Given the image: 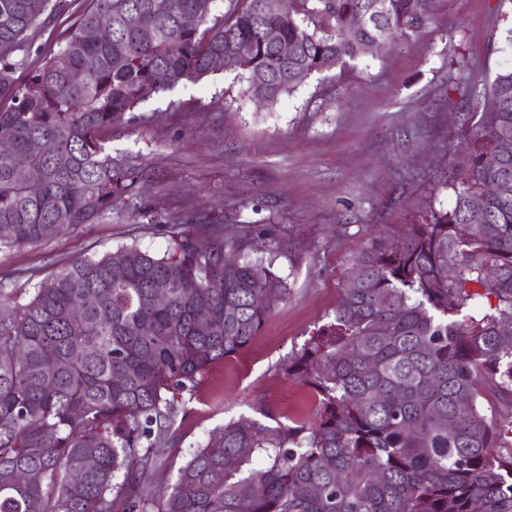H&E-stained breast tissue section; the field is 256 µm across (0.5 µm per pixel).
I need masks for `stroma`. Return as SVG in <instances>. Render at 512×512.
Returning a JSON list of instances; mask_svg holds the SVG:
<instances>
[{
  "label": "stroma",
  "instance_id": "1",
  "mask_svg": "<svg viewBox=\"0 0 512 512\" xmlns=\"http://www.w3.org/2000/svg\"><path fill=\"white\" fill-rule=\"evenodd\" d=\"M428 11L411 38L273 103L246 95L229 71L159 94L112 128L113 151L165 174L161 187L142 190L151 212L0 250V284L28 290L80 256L132 244L163 255L169 218L220 212L272 254L290 295L245 349L205 374L178 421L168 477L212 431L257 418L259 407L283 422L311 418L315 397L284 375L282 360L330 321L372 237L400 240L452 206L443 182L465 167L460 106L512 66V0H429ZM259 227L271 237H256Z\"/></svg>",
  "mask_w": 512,
  "mask_h": 512
}]
</instances>
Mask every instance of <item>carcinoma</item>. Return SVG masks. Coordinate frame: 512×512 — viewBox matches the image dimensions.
I'll return each mask as SVG.
<instances>
[{
  "mask_svg": "<svg viewBox=\"0 0 512 512\" xmlns=\"http://www.w3.org/2000/svg\"><path fill=\"white\" fill-rule=\"evenodd\" d=\"M212 2L79 0L58 49L19 84L32 33L65 5L0 0V141L29 154L52 140L59 153L30 154L24 169L0 153L1 248L118 208L144 214L142 185L163 174L112 153V125L216 74L211 61L237 43L252 45L236 70L244 93L274 102L344 70L376 38L413 36L428 10V0H287L265 15L260 0H225L212 16ZM276 39L296 46L286 64ZM78 70L86 79L74 85ZM466 110L478 119L451 209L360 252L332 320L282 363L315 395L313 417L283 423L263 409L273 424L229 420L171 484L159 474L185 395L288 299L273 259L252 256L224 215L186 214L160 257L122 246L76 258L31 291L0 285V512H512V429L479 403L483 383L512 394L502 325L512 320V151L501 149L512 142V68L472 87ZM504 178L509 195L487 198L486 223H469L472 197ZM484 293L495 304L479 309Z\"/></svg>",
  "mask_w": 512,
  "mask_h": 512,
  "instance_id": "obj_1",
  "label": "carcinoma"
}]
</instances>
